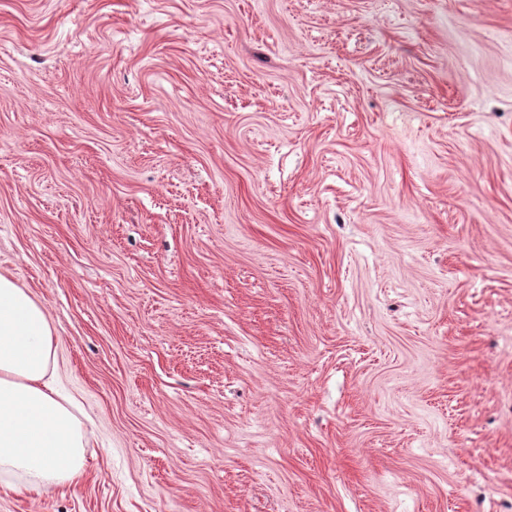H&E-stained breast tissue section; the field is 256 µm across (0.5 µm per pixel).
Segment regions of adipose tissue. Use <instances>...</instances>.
<instances>
[{"mask_svg": "<svg viewBox=\"0 0 512 512\" xmlns=\"http://www.w3.org/2000/svg\"><path fill=\"white\" fill-rule=\"evenodd\" d=\"M56 330L45 305L0 273V488H76L89 439L58 387Z\"/></svg>", "mask_w": 512, "mask_h": 512, "instance_id": "adipose-tissue-1", "label": "adipose tissue"}]
</instances>
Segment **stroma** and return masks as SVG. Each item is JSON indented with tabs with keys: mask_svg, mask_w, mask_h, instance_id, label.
<instances>
[{
	"mask_svg": "<svg viewBox=\"0 0 512 512\" xmlns=\"http://www.w3.org/2000/svg\"><path fill=\"white\" fill-rule=\"evenodd\" d=\"M0 273L93 421L0 512H512V0H0Z\"/></svg>",
	"mask_w": 512,
	"mask_h": 512,
	"instance_id": "obj_1",
	"label": "stroma"
}]
</instances>
